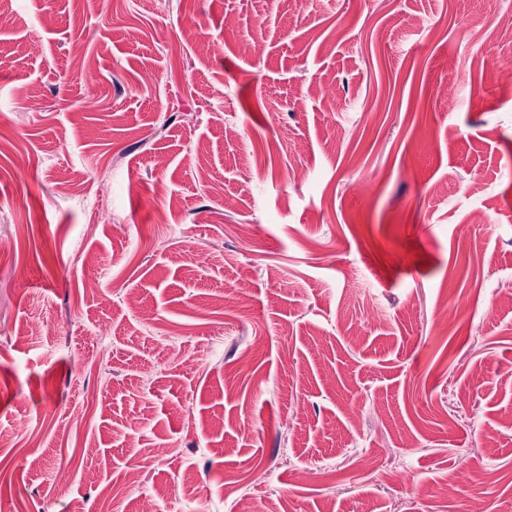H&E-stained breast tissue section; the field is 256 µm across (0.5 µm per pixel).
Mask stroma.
<instances>
[{"label":"stroma","mask_w":512,"mask_h":512,"mask_svg":"<svg viewBox=\"0 0 512 512\" xmlns=\"http://www.w3.org/2000/svg\"><path fill=\"white\" fill-rule=\"evenodd\" d=\"M14 6L0 512H512V0Z\"/></svg>","instance_id":"obj_1"}]
</instances>
